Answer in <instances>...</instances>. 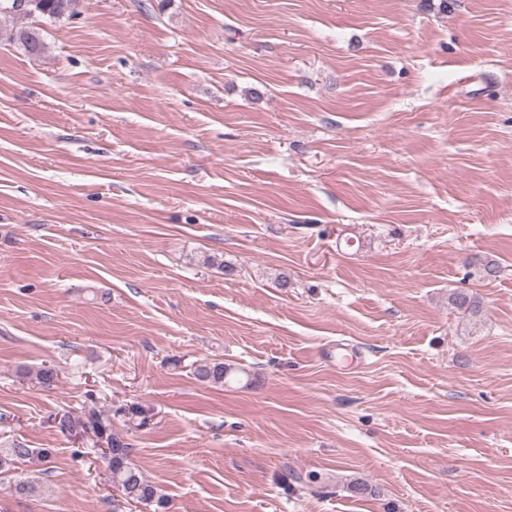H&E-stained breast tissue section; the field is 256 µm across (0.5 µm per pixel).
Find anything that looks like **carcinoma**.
<instances>
[{
    "label": "carcinoma",
    "mask_w": 512,
    "mask_h": 512,
    "mask_svg": "<svg viewBox=\"0 0 512 512\" xmlns=\"http://www.w3.org/2000/svg\"><path fill=\"white\" fill-rule=\"evenodd\" d=\"M17 0H0V15H9L21 19L32 17L45 18L50 21L64 17L72 18L80 14V0H34L30 6L20 9ZM9 39L17 43L25 54L38 57L45 51V42L41 30L34 26H21L10 32ZM448 301L455 308L476 317L481 313V302L478 298L466 293L455 292L449 295ZM239 369L224 362L207 363L196 367L194 374L201 382L228 385L237 379ZM59 428L63 432L80 429L91 433L103 443L105 448V464L112 475V484L123 488L122 498L128 503L144 506L152 504L159 508L165 506L164 498L158 488L145 479L132 458V444L120 432L112 429L111 418L95 409H90L78 417L62 415ZM38 456L46 459L51 456L48 448H15L0 449V475L8 474L17 461Z\"/></svg>",
    "instance_id": "1"
}]
</instances>
